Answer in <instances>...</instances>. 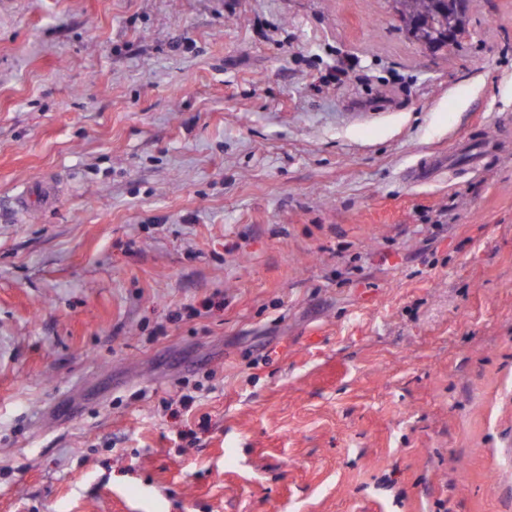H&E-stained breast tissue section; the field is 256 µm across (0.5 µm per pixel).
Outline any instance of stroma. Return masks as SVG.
Returning a JSON list of instances; mask_svg holds the SVG:
<instances>
[{"label":"stroma","instance_id":"stroma-1","mask_svg":"<svg viewBox=\"0 0 512 512\" xmlns=\"http://www.w3.org/2000/svg\"><path fill=\"white\" fill-rule=\"evenodd\" d=\"M467 22L0 11V512H512V0ZM465 145L461 147V142L456 143L453 148L448 149L447 155H430L420 161L414 166L407 168L406 178L409 184L417 185L428 180H431L437 176H440L448 169H450L454 163V157L459 151H475L477 154V161L482 160V143L472 142L471 138L464 139ZM59 196L58 188L53 182L42 180L35 185V190L32 193L22 195L23 201L20 204L24 207V205L28 206L34 201H38L43 208H53Z\"/></svg>","mask_w":512,"mask_h":512}]
</instances>
